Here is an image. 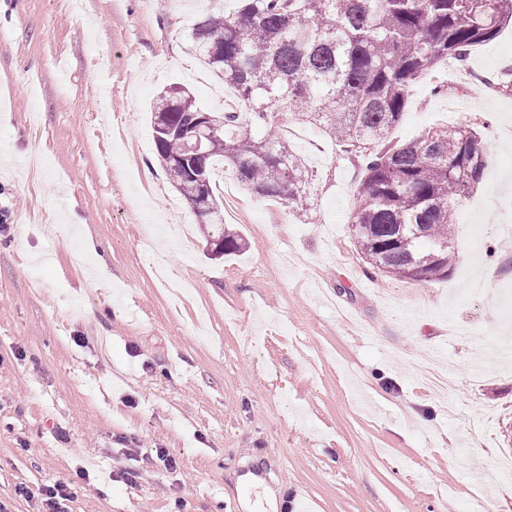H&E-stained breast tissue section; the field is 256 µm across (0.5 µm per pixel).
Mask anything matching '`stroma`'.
Wrapping results in <instances>:
<instances>
[{"mask_svg": "<svg viewBox=\"0 0 512 512\" xmlns=\"http://www.w3.org/2000/svg\"><path fill=\"white\" fill-rule=\"evenodd\" d=\"M232 0H0V503L43 512H245L239 477L313 512H512V95L417 79L392 140L476 133L482 187L460 202L447 279L385 275L351 231L355 156L291 139L315 178L298 213L220 194L245 252L210 254L154 156L149 107L184 85L208 112L230 89L181 35ZM102 55L88 64L89 45ZM512 65V27L464 74ZM83 344H76V337ZM138 444L136 457L126 454ZM167 448L168 470L155 451ZM135 468L136 484L118 481ZM87 469L90 481L78 469ZM41 495L43 496L42 503L46 512H66L63 502L69 501L72 493L68 484L55 482L52 485H46L42 489Z\"/></svg>", "mask_w": 512, "mask_h": 512, "instance_id": "stroma-1", "label": "stroma"}]
</instances>
